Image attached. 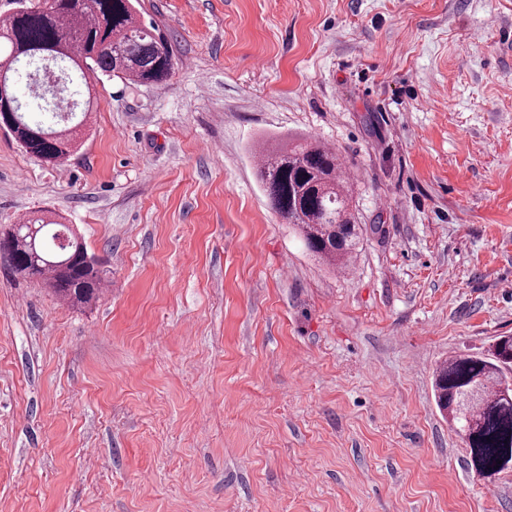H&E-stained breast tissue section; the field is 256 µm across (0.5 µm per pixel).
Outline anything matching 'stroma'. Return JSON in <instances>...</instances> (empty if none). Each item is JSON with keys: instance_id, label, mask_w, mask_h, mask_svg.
Returning <instances> with one entry per match:
<instances>
[{"instance_id": "1", "label": "stroma", "mask_w": 512, "mask_h": 512, "mask_svg": "<svg viewBox=\"0 0 512 512\" xmlns=\"http://www.w3.org/2000/svg\"><path fill=\"white\" fill-rule=\"evenodd\" d=\"M175 71L90 76L63 165L0 130V227L103 262L76 309L0 258V512H512L435 368L512 335V0H140ZM312 136L345 276L257 180Z\"/></svg>"}]
</instances>
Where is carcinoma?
<instances>
[{"instance_id":"1","label":"carcinoma","mask_w":512,"mask_h":512,"mask_svg":"<svg viewBox=\"0 0 512 512\" xmlns=\"http://www.w3.org/2000/svg\"><path fill=\"white\" fill-rule=\"evenodd\" d=\"M48 56L70 74L85 72L160 85L173 73L170 45L153 24L137 19L134 0H39L0 18V127L44 162L70 156L67 130L31 119L21 110L19 92L33 102L43 88L20 82L18 65ZM260 181L275 213L293 224L306 249L333 268L357 251L358 224L348 183L336 151L318 141H298L263 153ZM0 256L14 275L47 281L63 300L86 304L100 295L106 270L65 224L30 219L12 228ZM512 336H500L486 355H459L434 372L440 410L461 434L471 469L483 478L512 470Z\"/></svg>"}]
</instances>
